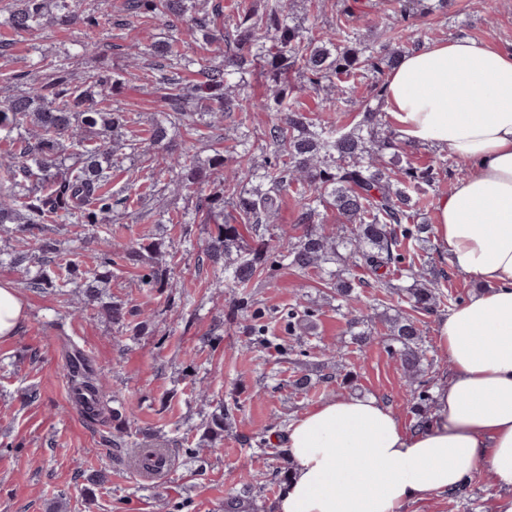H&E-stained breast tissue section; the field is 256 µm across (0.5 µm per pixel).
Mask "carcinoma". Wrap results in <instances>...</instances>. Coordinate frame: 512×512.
Segmentation results:
<instances>
[{
    "instance_id": "1",
    "label": "carcinoma",
    "mask_w": 512,
    "mask_h": 512,
    "mask_svg": "<svg viewBox=\"0 0 512 512\" xmlns=\"http://www.w3.org/2000/svg\"><path fill=\"white\" fill-rule=\"evenodd\" d=\"M78 0H15L0 20L5 34L41 33L45 27H69L81 22V54H96L100 33L112 29V0H97L84 17L76 12ZM294 0H266L262 11L238 7L229 30L217 26L224 13L217 0L209 12L201 0H125L128 17L152 16L165 24L168 35L147 46L133 45L134 58L151 56L160 61L147 80L162 102L151 130L146 157L151 167L178 171L180 183L199 189L195 216L215 225L206 247L207 258L224 266V281L233 288H247L262 270L273 272L282 264L297 270L323 271L334 280L338 307L360 302L358 289L365 280L359 269L369 271L379 288H392L398 303L418 313H434L441 305L453 306L459 297L443 298L427 278L423 265L401 252L403 243L430 242L427 224L408 222L418 184L430 185L437 169L411 164L392 170L384 154L397 147L395 135L382 130L379 113L362 107L355 127L343 131L330 122H314L288 100V74L306 79L313 89L335 87L337 74L354 77L367 71L380 74L401 57L396 48L355 42L339 46L342 28L321 31L291 17ZM217 45L219 55L189 57L181 46L198 39ZM65 54L60 60H40L50 70L38 79L33 70L4 74L12 94L0 102V145L17 150L0 153V225L13 224L15 232L33 245V252H18V266L38 261L28 287L46 291L62 288L72 274L81 273L79 254L66 253L50 235L48 225L62 219L94 233L109 224L114 209L130 196L112 192V142L127 123L120 109H104L98 98L116 96L125 88L123 70L100 61L75 72ZM262 77L272 94L255 100L247 93L251 78ZM272 113L267 139L269 155L263 172L251 165L248 153L228 166L224 153L214 150L202 159L194 145L176 141L180 129L191 132L212 126L233 112ZM261 179L251 186L253 177ZM295 187L302 198L294 227L272 245L266 224L282 206V193ZM332 208L343 221L329 232L320 221V208ZM255 239L252 250L244 246V233ZM165 243L112 247V233L99 238L98 264L86 277V301L100 304L114 324H123L128 311L120 302L103 300L102 288L112 279V268L121 260L142 267L141 281L149 288L168 287L162 266ZM399 268L400 279L410 285L385 280L387 271ZM388 348L414 384L413 398L422 427L433 401L426 373L427 349L417 320L402 309L385 318ZM71 391L82 404L85 419L99 422L112 414L102 397V381L84 359L66 363ZM213 438L224 433V408L218 407L206 423Z\"/></svg>"
}]
</instances>
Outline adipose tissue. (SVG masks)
Masks as SVG:
<instances>
[{"mask_svg": "<svg viewBox=\"0 0 512 512\" xmlns=\"http://www.w3.org/2000/svg\"><path fill=\"white\" fill-rule=\"evenodd\" d=\"M382 105L401 141L467 162L438 200L434 241L483 288L437 324L453 375L426 428L406 429L374 397L322 401L286 430L292 469L275 512H401L480 466L512 487V51L427 43L389 71Z\"/></svg>", "mask_w": 512, "mask_h": 512, "instance_id": "1", "label": "adipose tissue"}]
</instances>
